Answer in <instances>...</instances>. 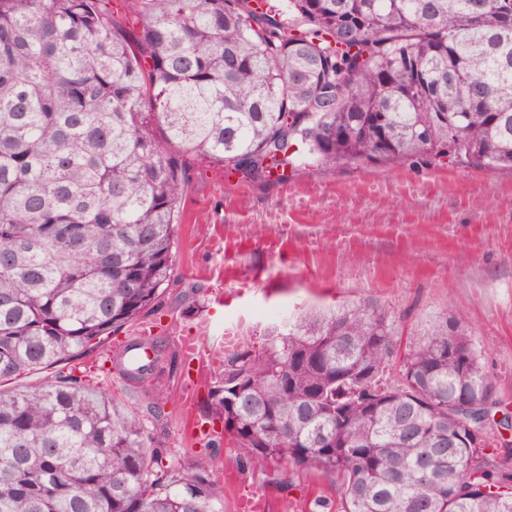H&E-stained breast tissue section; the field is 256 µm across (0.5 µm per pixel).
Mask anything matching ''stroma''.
<instances>
[{
  "instance_id": "35a3bbf8",
  "label": "stroma",
  "mask_w": 512,
  "mask_h": 512,
  "mask_svg": "<svg viewBox=\"0 0 512 512\" xmlns=\"http://www.w3.org/2000/svg\"><path fill=\"white\" fill-rule=\"evenodd\" d=\"M176 281L160 308L110 334L90 355L14 380L21 388L70 373L103 394L145 411L163 391V427L176 466L211 458L224 485V512L262 492L267 512H308L316 496L335 498L333 476L289 468L240 474L237 451L203 417L208 385L220 370L226 329L240 345L308 314L373 300L395 316L404 340L420 337L455 307L493 384L497 416L512 417V170L486 171L430 159L400 167L369 165L301 171L284 184L256 185L211 168L194 169L178 229ZM148 334L168 362L152 385L127 386L109 360ZM197 345L199 362L183 356Z\"/></svg>"
}]
</instances>
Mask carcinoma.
I'll list each match as a JSON object with an SVG mask.
<instances>
[{
	"label": "carcinoma",
	"mask_w": 512,
	"mask_h": 512,
	"mask_svg": "<svg viewBox=\"0 0 512 512\" xmlns=\"http://www.w3.org/2000/svg\"><path fill=\"white\" fill-rule=\"evenodd\" d=\"M0 0V384L160 303L197 165L253 184L427 159L512 168V0ZM449 309L401 347L372 301L224 358L208 412L239 466H316L313 512H512V450ZM142 369L114 357L130 384ZM397 381L386 377L390 364ZM135 412L59 375L0 388V512H224Z\"/></svg>",
	"instance_id": "cac0c4a2"
}]
</instances>
